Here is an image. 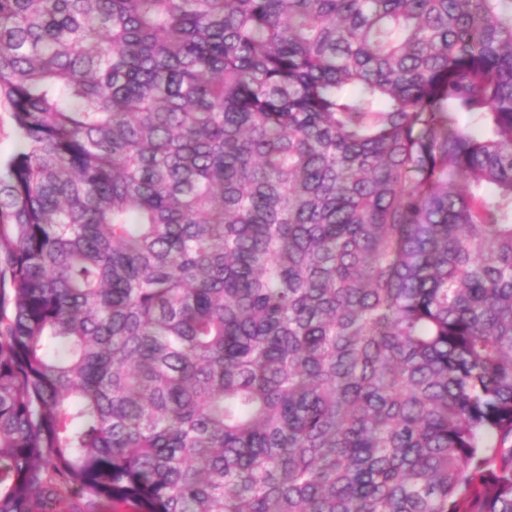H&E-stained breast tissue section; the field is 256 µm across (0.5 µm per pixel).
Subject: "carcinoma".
<instances>
[{"label": "carcinoma", "mask_w": 512, "mask_h": 512, "mask_svg": "<svg viewBox=\"0 0 512 512\" xmlns=\"http://www.w3.org/2000/svg\"><path fill=\"white\" fill-rule=\"evenodd\" d=\"M0 102V512H512V0H0ZM19 140L17 138L14 122L6 105H0V160L10 157L18 150Z\"/></svg>", "instance_id": "obj_1"}]
</instances>
